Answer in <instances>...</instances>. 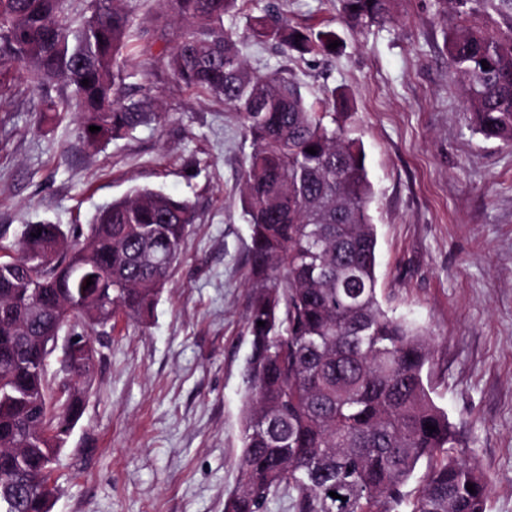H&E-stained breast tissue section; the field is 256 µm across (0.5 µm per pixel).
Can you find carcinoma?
<instances>
[{"label": "carcinoma", "instance_id": "1", "mask_svg": "<svg viewBox=\"0 0 512 512\" xmlns=\"http://www.w3.org/2000/svg\"><path fill=\"white\" fill-rule=\"evenodd\" d=\"M69 2L0 0V78L22 68L62 85L46 110L82 108L78 137L89 148L162 120L148 99L119 96L136 22L130 0H83L78 19ZM164 2L180 21L167 55L172 79L224 101L252 144L241 189L252 231V352L239 481L224 512H266L280 496L291 512H485L487 481L458 459L455 427L430 396V340L378 296L363 145L328 102L307 100L288 69L249 68L231 15L237 0ZM342 2L354 27L391 19L393 0ZM451 2L447 48L465 105L483 136L512 143V34L469 23L482 0ZM246 27L249 39L285 54H327L336 40L333 31L291 27L271 3ZM195 220L188 201L137 188L85 231L29 225L14 256L0 259V449H23L17 467L0 452V512H47L44 461L61 455L67 425L83 414L79 392L47 378L43 336L56 324L94 330L118 312L148 319ZM61 364L89 387L93 370L65 354ZM423 460L428 472L412 495L406 488Z\"/></svg>", "mask_w": 512, "mask_h": 512}]
</instances>
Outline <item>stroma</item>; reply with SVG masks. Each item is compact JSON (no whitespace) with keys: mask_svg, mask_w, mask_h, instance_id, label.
Wrapping results in <instances>:
<instances>
[{"mask_svg":"<svg viewBox=\"0 0 512 512\" xmlns=\"http://www.w3.org/2000/svg\"><path fill=\"white\" fill-rule=\"evenodd\" d=\"M299 29H331L329 54L244 42L250 68L288 67L309 98L336 93L362 142L384 304L432 339L430 395L455 424L461 458L487 478L486 512H512V146L478 133L445 43L450 0H395L394 20L350 26L342 0H275ZM127 92L165 122L99 149L78 109L41 119L40 89L0 90V246L31 224L63 231L135 187L189 200L197 220L144 323L93 333L84 412L52 473L53 512H224L240 452L250 227L240 184L252 146L238 115L179 87L163 58L179 24L133 0Z\"/></svg>","mask_w":512,"mask_h":512,"instance_id":"35a3bbf8","label":"stroma"}]
</instances>
